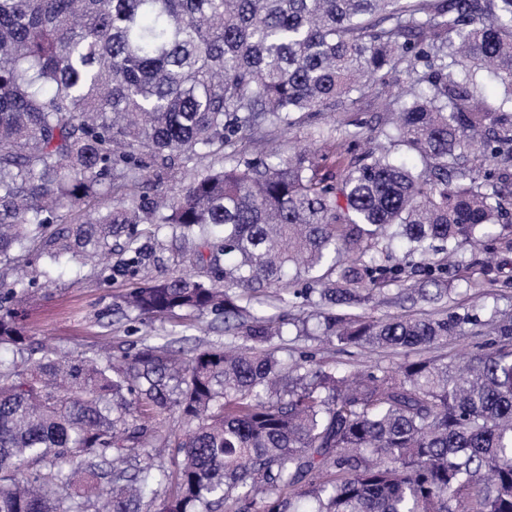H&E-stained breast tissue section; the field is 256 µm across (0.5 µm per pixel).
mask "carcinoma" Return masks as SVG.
<instances>
[{
  "instance_id": "cac0c4a2",
  "label": "carcinoma",
  "mask_w": 512,
  "mask_h": 512,
  "mask_svg": "<svg viewBox=\"0 0 512 512\" xmlns=\"http://www.w3.org/2000/svg\"><path fill=\"white\" fill-rule=\"evenodd\" d=\"M404 72L398 119L321 173L315 156L240 161L243 130L334 112L381 71ZM506 95L491 103L479 72ZM192 166L180 193L149 190ZM512 0H0V263L13 299L31 262L93 260L125 237L169 226L196 243L183 273L135 288L146 319L224 316L221 342L182 365L147 345L112 356L33 346L17 308H0V512H221L233 501L282 512L306 484L312 512H512V314L494 348L459 368L405 359L345 375L306 358L288 372L264 349L269 319L245 293L307 279L351 307L404 283L390 247L420 258L413 292L448 294V259L512 225ZM206 262L207 276L194 271ZM469 316L326 318L358 348L430 349ZM177 416L180 434L149 421ZM171 450L175 472L122 466Z\"/></svg>"
}]
</instances>
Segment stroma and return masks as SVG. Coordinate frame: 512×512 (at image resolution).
Segmentation results:
<instances>
[{
    "mask_svg": "<svg viewBox=\"0 0 512 512\" xmlns=\"http://www.w3.org/2000/svg\"><path fill=\"white\" fill-rule=\"evenodd\" d=\"M393 115L377 88L366 89L346 112L305 114L293 126H264L233 138L229 152L253 159L289 145L310 146L322 166L329 167L346 147L329 130L333 125L347 129L387 127ZM162 247L152 239H144V247L152 255L136 276H127L120 267L121 249H113L108 260L112 268L110 283H101L97 262L66 260L52 273V281L36 289L22 303L24 324L37 343L61 353L102 355L120 358L134 355L144 344L166 345L183 357L194 349L215 341H232L238 348L250 347L245 334L228 336L223 317L208 314L196 316L186 312L174 317L142 319L121 302L132 288L153 283L156 279L182 269V244L171 229H163ZM471 266L460 277L449 278L448 296L437 303H412L402 286L394 285L384 297L358 305L357 313L382 318L389 316H442L452 312L470 313L480 320V333L449 340L428 349V356L456 360L460 356L488 351L494 341L493 312L512 313V231L504 232L494 246L493 262L484 253H467ZM252 313L271 319L280 326L281 335L271 337L267 349L284 361L313 358L326 368L339 371H367L373 366L395 367L404 359L401 350L349 347L327 337L323 315L329 306L319 289H308L303 295L281 302L257 292L252 296Z\"/></svg>",
    "mask_w": 512,
    "mask_h": 512,
    "instance_id": "stroma-1",
    "label": "stroma"
}]
</instances>
